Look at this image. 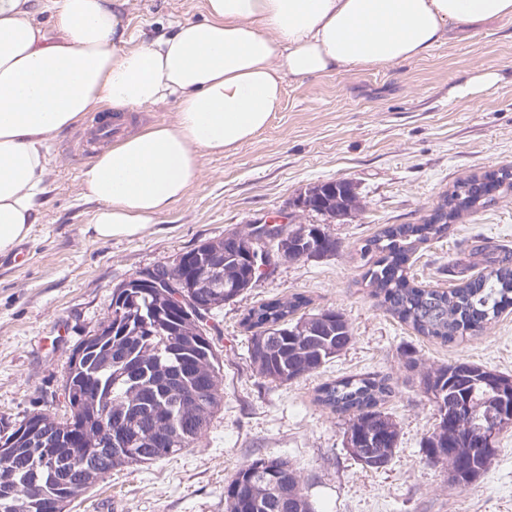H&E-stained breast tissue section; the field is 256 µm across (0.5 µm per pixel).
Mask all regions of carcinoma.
I'll use <instances>...</instances> for the list:
<instances>
[{"label":"carcinoma","instance_id":"obj_1","mask_svg":"<svg viewBox=\"0 0 512 512\" xmlns=\"http://www.w3.org/2000/svg\"><path fill=\"white\" fill-rule=\"evenodd\" d=\"M512 191V169L474 174L442 195L421 224H387L360 247L366 267L362 280L386 311L418 335L441 344L455 343L482 332L512 307V252L485 242L473 247L480 271L444 289L415 283L409 261L423 245L448 235L464 212L491 206L496 196ZM306 207L330 218L356 208L353 184L346 179L307 189ZM220 252L222 267L214 277L222 288H190L178 301L173 289L159 287L141 294L136 303L119 306L124 294L112 291V333L81 342L69 366L64 389L81 392L69 400V420L48 412L20 422L0 417V431L21 439L0 446V464H9L12 480L0 484V498L12 512H66L91 484L118 467L150 464L190 447L206 429L223 399L221 365L215 345L200 327L196 312L206 317L254 287L245 251L274 248L290 260L331 257L337 243L326 228L298 225L262 238L250 230L238 239L205 242ZM310 298L294 293L250 308L244 325L252 332L249 358L258 374L286 384L324 367L352 339L344 314L323 310L295 318ZM424 394L435 403L439 422L423 448L432 463L448 464V480L466 488L489 467L497 439L489 440L456 423V410L474 416L512 405V376L469 362L442 365L424 374ZM390 378L378 374L351 376L322 384L314 401L332 413L349 417L347 447L360 461L370 453L391 458L399 429L382 405L391 397ZM50 432L70 440L74 455L69 472L41 465L26 442ZM127 443L129 450L100 448L85 455L83 447ZM226 512H312L296 472L281 458L258 457L238 470L224 487Z\"/></svg>","mask_w":512,"mask_h":512}]
</instances>
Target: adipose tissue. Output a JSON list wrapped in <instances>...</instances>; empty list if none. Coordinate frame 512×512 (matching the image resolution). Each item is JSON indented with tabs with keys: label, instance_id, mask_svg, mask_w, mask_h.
Returning <instances> with one entry per match:
<instances>
[{
	"label": "adipose tissue",
	"instance_id": "1",
	"mask_svg": "<svg viewBox=\"0 0 512 512\" xmlns=\"http://www.w3.org/2000/svg\"><path fill=\"white\" fill-rule=\"evenodd\" d=\"M125 2L0 0V255L38 222L52 141L88 113L173 108L81 173L93 239L133 238L186 197L203 154L267 126L286 78L415 59L452 28L512 20V0H205L203 19L137 44L117 13Z\"/></svg>",
	"mask_w": 512,
	"mask_h": 512
}]
</instances>
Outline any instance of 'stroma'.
Listing matches in <instances>:
<instances>
[{
  "mask_svg": "<svg viewBox=\"0 0 512 512\" xmlns=\"http://www.w3.org/2000/svg\"><path fill=\"white\" fill-rule=\"evenodd\" d=\"M204 0H128L122 19L135 41L167 32L178 18L199 19ZM502 76L477 98L453 87L486 67ZM90 114L51 143L38 224L14 254L0 256V415L68 413L63 385L72 353L111 312L113 288L137 271L172 261L201 243L249 224L286 219L319 224L336 239L334 256L275 258L253 288L208 318L221 356L223 401L202 436L161 461L120 467L70 505V512H225L224 487L257 456L286 459L313 512H512V429L499 437L490 468L465 488L421 445L438 421L420 373L467 361L512 375V312L477 336L441 345L381 308L362 282L359 248L386 224H418L460 179L512 166V21L455 29L423 57L316 79H286L282 108L254 139L201 158L186 198L141 237L96 241L84 228L93 209L79 174L90 162ZM339 178L357 207L341 219L294 206L307 188ZM512 249V195L466 213L450 234L418 252L416 281L450 287L476 272L475 241ZM301 293L305 315L342 311L350 344L318 372L285 385L261 378L242 324L247 310ZM413 353L416 368L406 366ZM388 376L383 406L399 442L383 467L362 465L346 444L347 418L314 401L323 382Z\"/></svg>",
  "mask_w": 512,
  "mask_h": 512,
  "instance_id": "obj_1",
  "label": "stroma"
}]
</instances>
